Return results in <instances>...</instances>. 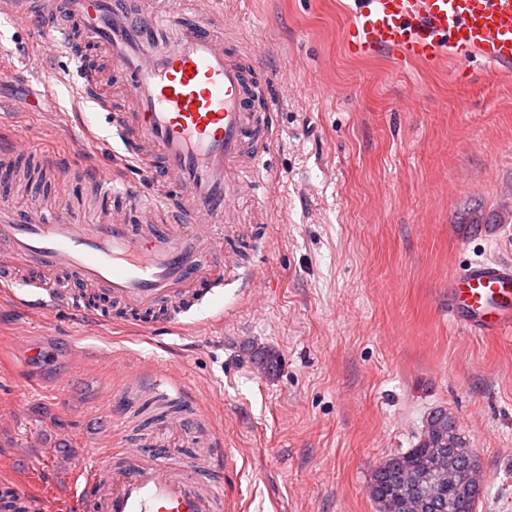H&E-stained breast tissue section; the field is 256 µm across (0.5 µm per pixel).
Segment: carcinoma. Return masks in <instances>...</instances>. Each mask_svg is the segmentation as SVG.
<instances>
[{"instance_id": "carcinoma-1", "label": "carcinoma", "mask_w": 512, "mask_h": 512, "mask_svg": "<svg viewBox=\"0 0 512 512\" xmlns=\"http://www.w3.org/2000/svg\"><path fill=\"white\" fill-rule=\"evenodd\" d=\"M466 447L455 418L446 409L430 412L417 444L391 455L374 469L367 486L378 512H475L479 494L465 491L461 480L443 481L430 468L435 458L458 471L481 468L475 452Z\"/></svg>"}]
</instances>
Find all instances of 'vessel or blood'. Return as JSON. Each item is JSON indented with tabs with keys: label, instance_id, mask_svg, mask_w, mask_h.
Instances as JSON below:
<instances>
[{
	"label": "vessel or blood",
	"instance_id": "1",
	"mask_svg": "<svg viewBox=\"0 0 512 512\" xmlns=\"http://www.w3.org/2000/svg\"><path fill=\"white\" fill-rule=\"evenodd\" d=\"M349 9L344 41L353 56L388 51L402 63L430 64L448 54L494 68L512 65V0H352ZM0 14L39 23L44 38L34 56L45 93L60 79L55 59L79 70L88 46L102 48L130 99L129 111L112 121L114 133L125 161L149 186L145 193L119 189L111 170L93 172L104 193H121L142 213L135 224L18 222L1 201L0 288L19 285L15 271L22 267L48 285L40 309H80L79 299L52 285L63 272L129 311L167 309L166 322L174 324L199 301L198 286L224 284L227 262L213 242L223 237L239 194L235 175L256 171L272 141L271 114L255 107L264 83L217 33L220 15L133 12L126 0H0ZM162 28L176 36L160 48L155 35ZM158 174L160 188L153 184ZM168 184L179 190L187 233L158 217L171 208ZM448 318L471 334H511L512 264L478 261L449 279ZM172 456L158 443L146 455L125 449L120 464L91 460L79 497L90 512H222L223 485L201 483Z\"/></svg>",
	"mask_w": 512,
	"mask_h": 512
}]
</instances>
